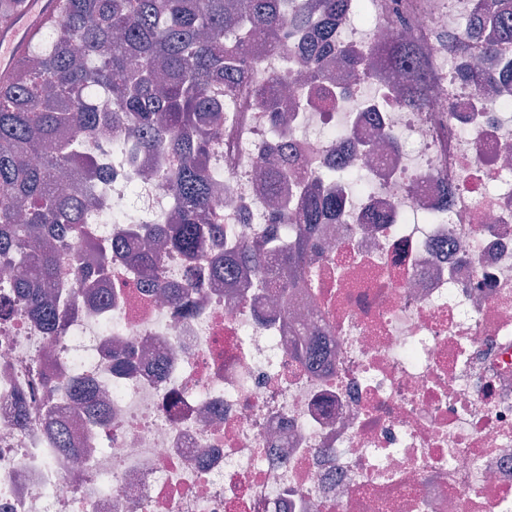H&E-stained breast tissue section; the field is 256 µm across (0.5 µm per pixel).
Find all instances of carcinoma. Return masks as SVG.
I'll return each instance as SVG.
<instances>
[{
    "mask_svg": "<svg viewBox=\"0 0 512 512\" xmlns=\"http://www.w3.org/2000/svg\"><path fill=\"white\" fill-rule=\"evenodd\" d=\"M58 17L45 24L27 43L14 65L0 76V260H12L25 273L12 279L11 288L22 307L51 331L61 325L65 298L44 299L36 282L53 281L64 259L73 261L76 278L95 287L90 266L81 255L97 258V266L116 256L137 269L144 281L160 274L162 252L133 250L125 238H159L187 256L199 252L223 228L209 214L207 204L218 175L208 167L219 143L203 127L224 123V87L249 83L253 61L247 44L262 40L269 48L285 44L281 0H61ZM347 0H296L291 27L303 38L301 49L313 58L311 79L320 77L319 60L336 49L334 22ZM493 0H477L484 15L485 49L492 53L502 38L512 40V16L492 7ZM378 66L404 69L401 101L419 108L429 99V71L409 38L376 49ZM487 80L504 87L512 77V62L498 63L484 72ZM280 75L250 87L252 96L270 104ZM95 88L118 107L98 112L78 100L82 91ZM106 129L127 135L117 157L125 160L142 153L171 156L178 165L162 172L179 202L178 221L166 228L140 223L139 213L128 208L112 249L103 250L80 230L91 200L68 190L56 180L69 168L81 176L78 164L90 165L81 138L70 134ZM286 175L267 169L265 186L280 194ZM334 197L313 195L293 214L283 210L273 224H319L336 211ZM270 245L264 236L243 248L242 258L256 262ZM306 244L297 238L282 249L277 280L283 288L302 278ZM234 259L219 250L212 272L233 273ZM82 408L106 415V406L86 378L70 381Z\"/></svg>",
    "mask_w": 512,
    "mask_h": 512,
    "instance_id": "carcinoma-1",
    "label": "carcinoma"
}]
</instances>
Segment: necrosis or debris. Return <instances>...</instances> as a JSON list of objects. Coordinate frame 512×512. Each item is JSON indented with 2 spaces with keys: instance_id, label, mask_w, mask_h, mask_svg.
Returning a JSON list of instances; mask_svg holds the SVG:
<instances>
[{
  "instance_id": "obj_1",
  "label": "necrosis or debris",
  "mask_w": 512,
  "mask_h": 512,
  "mask_svg": "<svg viewBox=\"0 0 512 512\" xmlns=\"http://www.w3.org/2000/svg\"><path fill=\"white\" fill-rule=\"evenodd\" d=\"M363 2L371 23L345 8L323 67L335 108L294 82L279 127L226 89L210 158L228 251L270 222V163L303 167L289 209L312 192L341 200L311 234L314 284L278 288L267 273L297 224L235 275L209 273L210 249L192 264L172 250L155 287L115 263L92 292L63 264L42 291L69 285L64 332L16 305L0 315V512H512V89L460 77L485 69L481 44L448 43L475 0ZM403 32L430 67L419 111L392 79L340 64L341 50L368 59ZM87 144L112 171L89 237L109 244L134 186L147 222L171 223L168 158L119 167L110 135ZM342 161L365 170L367 193L327 177ZM193 266L201 288L185 307L167 293ZM74 374L93 380L108 419L79 407ZM51 419L67 422L72 453Z\"/></svg>"
}]
</instances>
